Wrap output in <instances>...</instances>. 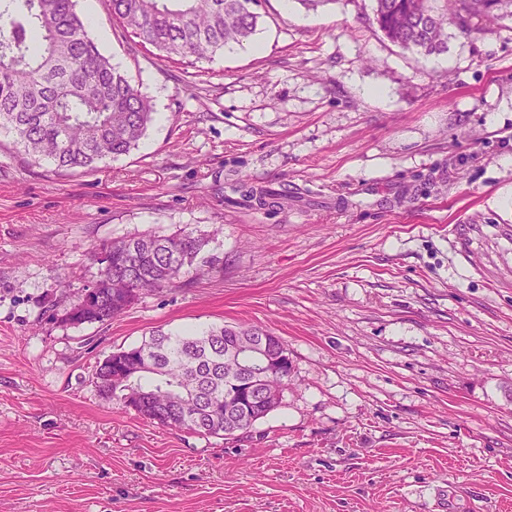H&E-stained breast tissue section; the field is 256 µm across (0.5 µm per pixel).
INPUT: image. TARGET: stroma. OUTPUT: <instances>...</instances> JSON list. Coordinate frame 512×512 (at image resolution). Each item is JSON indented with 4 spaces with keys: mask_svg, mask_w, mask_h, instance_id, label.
Listing matches in <instances>:
<instances>
[{
    "mask_svg": "<svg viewBox=\"0 0 512 512\" xmlns=\"http://www.w3.org/2000/svg\"><path fill=\"white\" fill-rule=\"evenodd\" d=\"M77 10L154 121L77 172L0 130V512H512V20L423 56L381 36L372 0H260L253 45L190 64L105 0ZM241 178L288 197L253 207ZM184 228L223 273L62 322L94 245ZM222 324L292 363L246 432L99 393L106 355Z\"/></svg>",
    "mask_w": 512,
    "mask_h": 512,
    "instance_id": "35a3bbf8",
    "label": "stroma"
}]
</instances>
